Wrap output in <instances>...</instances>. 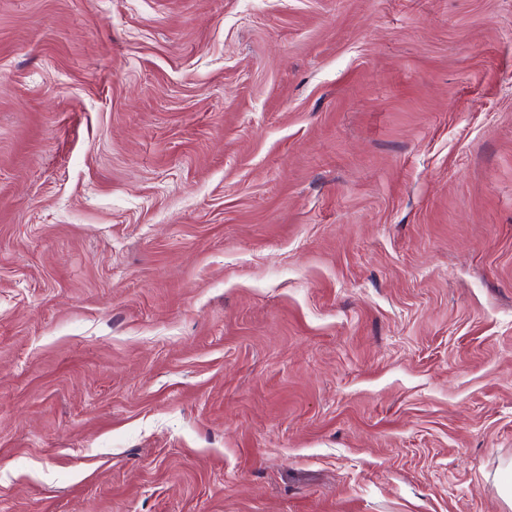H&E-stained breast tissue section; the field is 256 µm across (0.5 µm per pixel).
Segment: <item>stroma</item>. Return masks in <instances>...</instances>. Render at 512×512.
Returning a JSON list of instances; mask_svg holds the SVG:
<instances>
[{
  "label": "stroma",
  "instance_id": "35a3bbf8",
  "mask_svg": "<svg viewBox=\"0 0 512 512\" xmlns=\"http://www.w3.org/2000/svg\"><path fill=\"white\" fill-rule=\"evenodd\" d=\"M512 0H0V512H512Z\"/></svg>",
  "mask_w": 512,
  "mask_h": 512
}]
</instances>
